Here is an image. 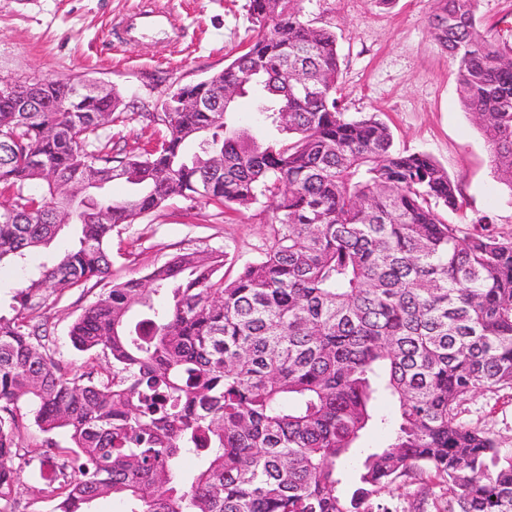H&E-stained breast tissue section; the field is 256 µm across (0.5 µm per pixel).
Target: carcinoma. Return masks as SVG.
<instances>
[{"mask_svg": "<svg viewBox=\"0 0 512 512\" xmlns=\"http://www.w3.org/2000/svg\"><path fill=\"white\" fill-rule=\"evenodd\" d=\"M299 2L248 0L246 50L208 88L181 87L244 90L273 138L227 112L163 111L145 115L154 144L121 147L104 134L117 92L45 77L32 111L11 112L0 80V266L25 272L0 303V512H19L27 415L56 459L40 491L50 512H97L109 497L125 512H399L394 491L409 483L414 512L433 487L441 512H512V450L462 419L474 394L512 386V237L487 216L476 234L448 223L439 208L462 203L444 168L398 149L376 116L342 111L336 36ZM435 2L429 27L512 190V57L481 31L478 0ZM43 165L76 190L123 179L134 193L65 203ZM178 197L220 214L273 198L265 247L230 282L218 249L112 282L70 326L91 365L68 374L39 308L106 280L112 234ZM65 230L74 247L29 268ZM372 430L385 442L362 447Z\"/></svg>", "mask_w": 512, "mask_h": 512, "instance_id": "carcinoma-1", "label": "carcinoma"}]
</instances>
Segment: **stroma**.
<instances>
[{"instance_id":"obj_1","label":"stroma","mask_w":512,"mask_h":512,"mask_svg":"<svg viewBox=\"0 0 512 512\" xmlns=\"http://www.w3.org/2000/svg\"><path fill=\"white\" fill-rule=\"evenodd\" d=\"M147 0H0V78L19 83L48 75L82 77L116 87L124 114L105 130L116 142L146 145L157 136L143 115L156 111L178 86L223 70L252 35L247 0H154L180 26L168 46L121 39L119 22ZM304 21L336 35L342 104L353 115H376L397 148L425 153L459 187L460 211L449 223L492 218L512 236V190L496 179L485 139L465 112L457 69L431 35L433 0H301ZM272 218L267 199L218 219L211 206L175 198L112 239V277H142L179 253L221 249L226 277L254 257ZM104 291L103 285L64 291L45 317L55 357L69 374L87 357L70 344L72 322ZM464 420L483 428L500 448H512V388L480 392L462 407Z\"/></svg>"}]
</instances>
